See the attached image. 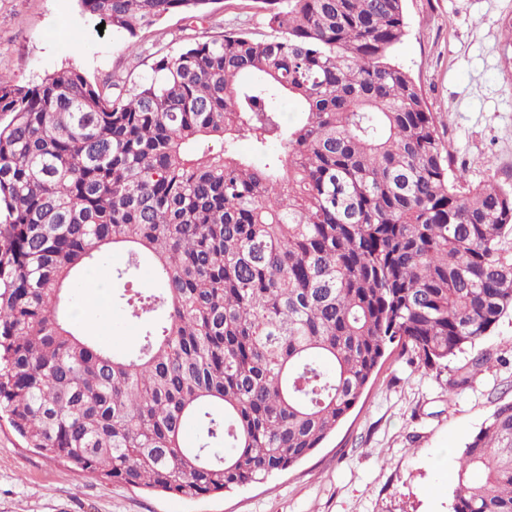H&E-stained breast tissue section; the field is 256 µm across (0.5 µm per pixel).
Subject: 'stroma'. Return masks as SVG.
Instances as JSON below:
<instances>
[{
  "instance_id": "35a3bbf8",
  "label": "stroma",
  "mask_w": 512,
  "mask_h": 512,
  "mask_svg": "<svg viewBox=\"0 0 512 512\" xmlns=\"http://www.w3.org/2000/svg\"><path fill=\"white\" fill-rule=\"evenodd\" d=\"M209 11L193 23L169 15L131 45L77 0H0V79L27 86L74 68L102 88L117 77L131 85L193 40L231 30L274 36L256 0H214ZM404 13L395 59L437 114L456 166L470 184L512 190V0H404ZM122 261L112 254L75 291L80 327L110 350L132 349L138 334L112 304L106 272ZM480 348L490 366L455 390L473 351L430 368L389 357L310 457L265 482L191 500L75 471L26 447L1 419L0 512H450L461 450L512 398V314Z\"/></svg>"
}]
</instances>
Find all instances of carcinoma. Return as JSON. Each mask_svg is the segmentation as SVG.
Segmentation results:
<instances>
[{"mask_svg":"<svg viewBox=\"0 0 512 512\" xmlns=\"http://www.w3.org/2000/svg\"><path fill=\"white\" fill-rule=\"evenodd\" d=\"M214 2L79 0L129 41ZM260 3L278 36L196 40L115 96L75 68L0 81V412L50 459L190 499L261 483L387 352L441 365L512 313V191L468 183L394 61L404 0ZM117 246L125 353L71 315ZM451 512H512V400L463 448Z\"/></svg>","mask_w":512,"mask_h":512,"instance_id":"obj_1","label":"carcinoma"}]
</instances>
